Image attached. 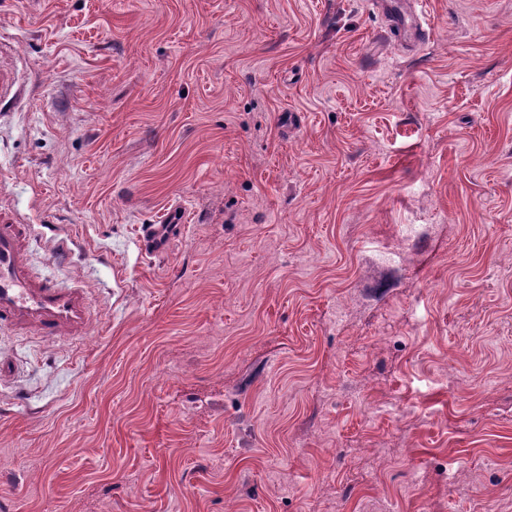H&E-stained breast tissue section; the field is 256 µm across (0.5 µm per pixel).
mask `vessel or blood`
<instances>
[{
  "label": "vessel or blood",
  "instance_id": "1",
  "mask_svg": "<svg viewBox=\"0 0 512 512\" xmlns=\"http://www.w3.org/2000/svg\"><path fill=\"white\" fill-rule=\"evenodd\" d=\"M181 221L174 210L167 223L145 226V249L163 252ZM32 238V225L0 221V327L59 343L87 335L94 318L86 290L37 273L28 258Z\"/></svg>",
  "mask_w": 512,
  "mask_h": 512
}]
</instances>
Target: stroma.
Wrapping results in <instances>:
<instances>
[{
  "label": "stroma",
  "mask_w": 512,
  "mask_h": 512,
  "mask_svg": "<svg viewBox=\"0 0 512 512\" xmlns=\"http://www.w3.org/2000/svg\"><path fill=\"white\" fill-rule=\"evenodd\" d=\"M419 25L0 0V215L96 315L0 330V512H512V0ZM168 224H149L143 229V244L152 253L163 252L168 246L174 230L182 222L180 211H171Z\"/></svg>",
  "instance_id": "obj_1"
}]
</instances>
